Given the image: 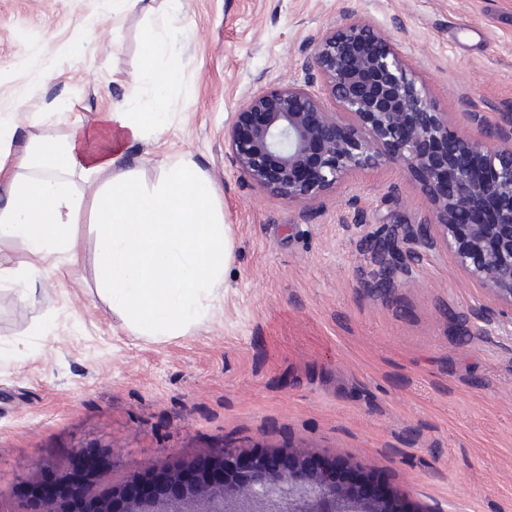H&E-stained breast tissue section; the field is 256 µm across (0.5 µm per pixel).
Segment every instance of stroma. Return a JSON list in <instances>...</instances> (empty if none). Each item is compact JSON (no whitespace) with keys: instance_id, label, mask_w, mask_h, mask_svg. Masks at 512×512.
Returning <instances> with one entry per match:
<instances>
[{"instance_id":"obj_1","label":"stroma","mask_w":512,"mask_h":512,"mask_svg":"<svg viewBox=\"0 0 512 512\" xmlns=\"http://www.w3.org/2000/svg\"><path fill=\"white\" fill-rule=\"evenodd\" d=\"M169 11L0 0V108L21 139L147 103L142 42ZM350 16L394 39L456 125L512 113V0H183L168 124L127 157L151 187L183 158L211 181L234 234L224 284L187 332L133 335L98 290L84 216L74 254L41 265L34 295L0 290V493L81 449L111 453L108 489L249 446L366 465L418 512H512V325L479 334L457 320L498 310L495 296L444 249L410 262L390 294L363 285L360 237L419 223L418 179L383 163L299 207L256 186L224 142L251 96L320 91L306 56Z\"/></svg>"}]
</instances>
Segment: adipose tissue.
<instances>
[{
	"instance_id": "obj_1",
	"label": "adipose tissue",
	"mask_w": 512,
	"mask_h": 512,
	"mask_svg": "<svg viewBox=\"0 0 512 512\" xmlns=\"http://www.w3.org/2000/svg\"><path fill=\"white\" fill-rule=\"evenodd\" d=\"M179 69L171 58L163 83L146 66L140 79L152 89L149 104L134 112L115 108L97 127L63 137L20 141L14 113H0V240L21 241L30 257L17 270L0 271V283L32 292L40 263L73 251L87 206L98 234L101 291L134 335L174 336L206 316V300L223 284L233 252L211 182L182 159L149 187L126 158L129 142L166 127L159 101ZM78 179L96 186L92 202L76 192Z\"/></svg>"
}]
</instances>
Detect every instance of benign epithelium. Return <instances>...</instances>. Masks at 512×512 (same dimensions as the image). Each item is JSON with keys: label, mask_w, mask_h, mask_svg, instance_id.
<instances>
[{"label": "benign epithelium", "mask_w": 512, "mask_h": 512, "mask_svg": "<svg viewBox=\"0 0 512 512\" xmlns=\"http://www.w3.org/2000/svg\"><path fill=\"white\" fill-rule=\"evenodd\" d=\"M307 61L339 111L295 84L252 96L225 130L236 165L298 206L352 172L400 166L419 179L428 214L421 224H389L360 239L376 266L368 287L386 294L403 286L408 256L445 248L501 306L473 307L464 321L486 333L497 317L512 315V114L468 113L475 135L452 126L392 37L369 22L326 34ZM489 203L494 220H476ZM109 464L106 452L92 465L80 451L65 468L38 463L10 512H415L363 465L304 451L231 447L93 492Z\"/></svg>", "instance_id": "7a95c632"}]
</instances>
